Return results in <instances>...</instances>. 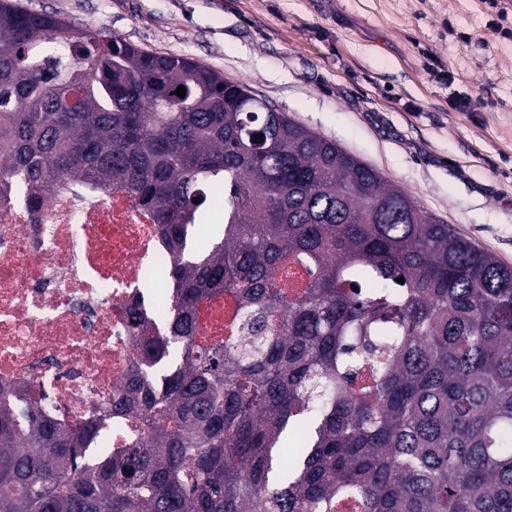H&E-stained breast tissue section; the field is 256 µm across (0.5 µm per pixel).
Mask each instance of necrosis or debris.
<instances>
[{
  "label": "necrosis or debris",
  "mask_w": 512,
  "mask_h": 512,
  "mask_svg": "<svg viewBox=\"0 0 512 512\" xmlns=\"http://www.w3.org/2000/svg\"><path fill=\"white\" fill-rule=\"evenodd\" d=\"M151 214L122 190L53 193L40 218L0 205V387H28L69 426L119 395L140 349L126 310L170 263ZM236 304L202 302L199 334L227 335Z\"/></svg>",
  "instance_id": "necrosis-or-debris-1"
}]
</instances>
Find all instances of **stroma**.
Here are the masks:
<instances>
[{
  "label": "stroma",
  "mask_w": 512,
  "mask_h": 512,
  "mask_svg": "<svg viewBox=\"0 0 512 512\" xmlns=\"http://www.w3.org/2000/svg\"><path fill=\"white\" fill-rule=\"evenodd\" d=\"M21 2L246 83L512 266V0Z\"/></svg>",
  "instance_id": "1"
}]
</instances>
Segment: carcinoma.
I'll return each mask as SVG.
<instances>
[{
  "instance_id": "carcinoma-1",
  "label": "carcinoma",
  "mask_w": 512,
  "mask_h": 512,
  "mask_svg": "<svg viewBox=\"0 0 512 512\" xmlns=\"http://www.w3.org/2000/svg\"><path fill=\"white\" fill-rule=\"evenodd\" d=\"M109 187L158 224L175 311L128 307L142 355L77 428L0 389V512H512V267L246 84L0 0V198ZM119 415L149 431L107 454ZM236 311V304L228 295L202 302L197 311L201 339L214 341L227 335ZM205 336V337H204Z\"/></svg>"
}]
</instances>
